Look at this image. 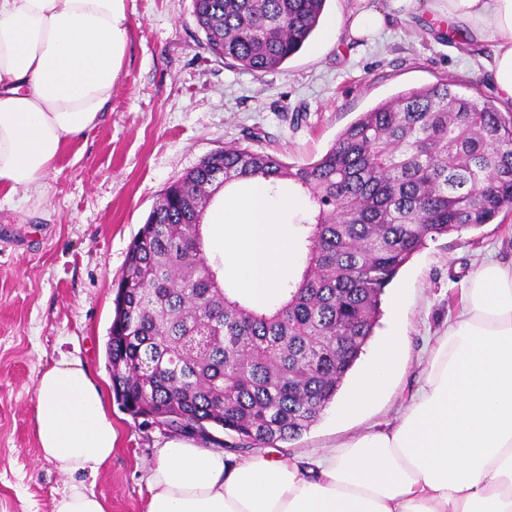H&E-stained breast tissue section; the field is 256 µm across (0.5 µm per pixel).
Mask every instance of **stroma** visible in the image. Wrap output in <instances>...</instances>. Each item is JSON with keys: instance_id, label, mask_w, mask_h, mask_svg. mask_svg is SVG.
I'll use <instances>...</instances> for the list:
<instances>
[{"instance_id": "35a3bbf8", "label": "stroma", "mask_w": 512, "mask_h": 512, "mask_svg": "<svg viewBox=\"0 0 512 512\" xmlns=\"http://www.w3.org/2000/svg\"><path fill=\"white\" fill-rule=\"evenodd\" d=\"M370 9L388 15L385 28L352 35L350 19ZM125 12V53L96 128L65 145L46 189L0 199V512H52L70 483L41 456L34 419L36 378L64 355L87 365L118 432L94 490L108 512H145L149 466L174 434L119 408L105 348L128 248L169 184L229 144L306 166L359 113L410 88L453 80L468 96L497 101L481 56L438 37L423 4L328 0L337 40L322 43L314 32L283 70L262 75L202 48L191 0H125ZM488 258L512 260V208L496 223L428 242L402 267L354 366L364 370L386 336H400L388 390L352 419L329 404L300 437L279 443L284 460L396 425L426 376L435 336Z\"/></svg>"}]
</instances>
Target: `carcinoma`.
<instances>
[{
  "instance_id": "cac0c4a2",
  "label": "carcinoma",
  "mask_w": 512,
  "mask_h": 512,
  "mask_svg": "<svg viewBox=\"0 0 512 512\" xmlns=\"http://www.w3.org/2000/svg\"><path fill=\"white\" fill-rule=\"evenodd\" d=\"M325 5L192 0L204 48L254 74L282 69ZM458 87L448 80L379 102L305 167L226 146L169 185L117 283L107 359L118 406L221 448L274 447L308 430L373 336L400 268L427 241L512 206V113ZM254 180L273 190L291 182L311 203L303 268L262 310L231 287L203 236L217 192Z\"/></svg>"
}]
</instances>
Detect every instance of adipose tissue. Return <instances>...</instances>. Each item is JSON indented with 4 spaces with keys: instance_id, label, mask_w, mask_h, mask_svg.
Returning <instances> with one entry per match:
<instances>
[{
    "instance_id": "1",
    "label": "adipose tissue",
    "mask_w": 512,
    "mask_h": 512,
    "mask_svg": "<svg viewBox=\"0 0 512 512\" xmlns=\"http://www.w3.org/2000/svg\"><path fill=\"white\" fill-rule=\"evenodd\" d=\"M471 44L493 40L487 80L512 111V0H432ZM124 0H0V195L43 188L72 138L112 100L127 34ZM288 191L252 181L223 188L204 239L224 252L254 306L293 272L282 218ZM400 350L390 338L343 408L387 388ZM35 420L41 456L70 475H97L118 433L81 359L41 371ZM147 512H512V267L477 271L461 311L437 338L402 421L289 464L272 448L237 459L182 439L158 451Z\"/></svg>"
}]
</instances>
